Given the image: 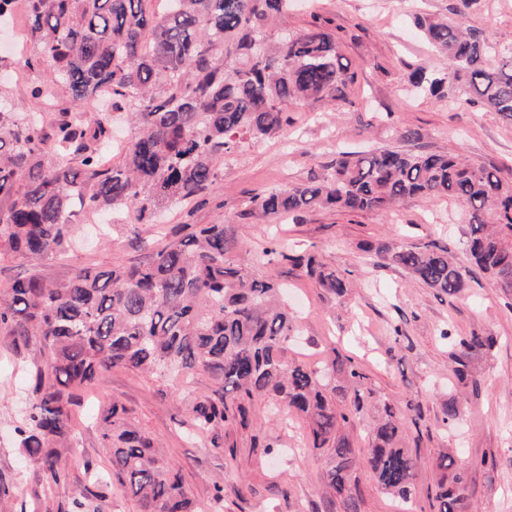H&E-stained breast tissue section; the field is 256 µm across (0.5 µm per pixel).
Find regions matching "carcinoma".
I'll use <instances>...</instances> for the list:
<instances>
[{"mask_svg":"<svg viewBox=\"0 0 512 512\" xmlns=\"http://www.w3.org/2000/svg\"><path fill=\"white\" fill-rule=\"evenodd\" d=\"M158 15L146 0H24L29 70L46 68L68 106L46 126L0 102V255L28 259L70 252L77 217L131 208L153 224L172 206L198 199L220 175L224 157L279 133L288 105L346 100L354 75L327 28L291 29V0H165ZM414 26L446 67L415 70L423 93L457 90L467 103L512 121V51L498 53L484 31L446 16L417 15ZM136 128L118 161L105 158L112 115L91 110L103 94ZM60 151L75 165L46 166ZM454 199L468 214L466 248L473 264L501 291L512 293V181L500 171L456 155L372 148L341 155L307 183L257 195L252 211L266 219L312 208L341 212L388 210L413 197ZM234 226L180 224L174 238L133 265L83 267L64 280L31 275L0 290V333L23 363L25 415L18 448L48 485L66 480L78 448L72 422L77 393L95 387L103 371L121 367L161 380V396L177 380L204 384L186 398L193 430L214 448L224 427L247 426L257 399L286 408L307 423L312 448L330 456L328 487L345 512H358L357 449L343 433L350 417L369 410L374 392L352 359H328L318 369L288 365L293 314L283 289L258 280L238 261ZM376 267L395 268L439 294L456 295L466 272L435 243L399 238L368 243ZM287 261L317 287L338 297L350 272L314 250L282 244L264 250ZM458 384L474 380L473 362L496 340L473 332H442ZM342 376L346 386L336 385ZM112 482L138 512H197L181 474L159 443L119 402L100 413ZM369 464L377 484L403 503L416 493V459L405 429L385 404L370 429ZM438 512H467L462 465L452 451L438 456Z\"/></svg>","mask_w":512,"mask_h":512,"instance_id":"1","label":"carcinoma"}]
</instances>
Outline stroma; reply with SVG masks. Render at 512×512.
Returning a JSON list of instances; mask_svg holds the SVG:
<instances>
[{"instance_id": "stroma-1", "label": "stroma", "mask_w": 512, "mask_h": 512, "mask_svg": "<svg viewBox=\"0 0 512 512\" xmlns=\"http://www.w3.org/2000/svg\"><path fill=\"white\" fill-rule=\"evenodd\" d=\"M457 0H294L288 25L301 29L319 23L332 30L356 80L348 100L333 107L294 104L288 123L273 138L250 144L225 157L219 179L195 202L168 210L159 224H140L132 211L107 219L82 221L65 258L31 261L0 258V288L17 277L49 281L69 278L81 267L130 264L147 244L162 245L176 224L234 225L243 245L239 254L252 275L274 280L287 290L297 338L289 342L286 362L319 366L336 354L352 358L367 377L376 402L404 414L409 446L417 461L414 512H437L434 501L441 449L457 452L466 467L468 500L475 512H512V297L473 269L465 248L469 226L456 201L414 197L388 211L344 213L313 209L267 224L251 213L255 195L273 188L307 183L320 176L338 152L394 147L400 150L459 154L473 164L498 169L512 178V122L463 102L419 96L410 84L418 67H443L418 36V11L448 13ZM465 25L483 30L512 49V0H478ZM24 15L15 12L0 26V91L13 109L49 117V105L67 99L47 70L26 72L16 63L17 36ZM41 86L33 100L30 86ZM296 249L318 250L325 262L351 271L353 286L344 297L325 293L289 264L269 265L260 252L272 238ZM401 238L434 242L468 269L466 288L448 296L419 284L403 272L374 267L365 242ZM403 335L393 339L394 327ZM495 336L496 346L475 365L476 384L457 388L448 342L442 331ZM22 374L7 338L0 334V512H58L59 504L90 490L85 512H137L131 498L112 489L109 453L98 427L102 406L122 402L139 425L157 439L182 470L192 497L209 507L212 484L224 482L221 512H344L328 488L326 454L307 448L306 425L297 418L272 417L264 401H254L247 427L224 430V445L190 439V418L183 392L160 396L159 382L148 375L114 367L102 373L97 388L81 394L74 408L80 445L68 463V479L47 486L21 457L16 427L24 408ZM460 395L462 420L443 424V407ZM370 415L352 419L346 429L361 461L358 465L360 512H395L397 503L377 485L365 460ZM104 497H97V490Z\"/></svg>"}]
</instances>
